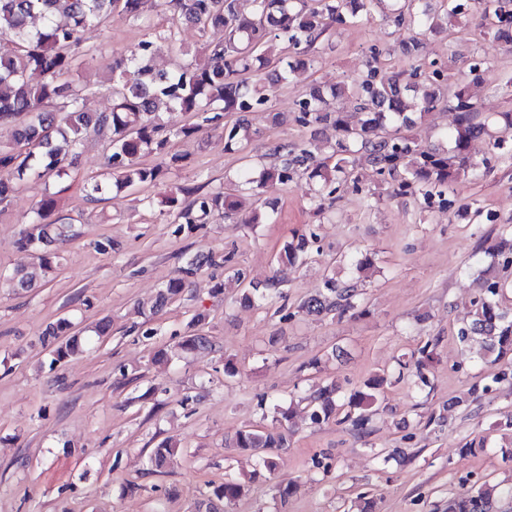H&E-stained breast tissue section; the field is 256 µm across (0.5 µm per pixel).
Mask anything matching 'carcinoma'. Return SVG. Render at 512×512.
<instances>
[{
	"label": "carcinoma",
	"mask_w": 512,
	"mask_h": 512,
	"mask_svg": "<svg viewBox=\"0 0 512 512\" xmlns=\"http://www.w3.org/2000/svg\"><path fill=\"white\" fill-rule=\"evenodd\" d=\"M254 11L246 17L239 0H167L172 20H183L201 28L224 29V40L209 43L196 51L189 62L165 71L154 64L157 33L147 27L145 37L112 60V108L108 112L84 110L87 87L75 83L82 56L83 32L89 25L107 28L112 13L120 11L140 21L144 0H0V35L12 48L0 56V122L15 123V144L0 145V210L12 204L30 178L69 177L76 158L82 153L90 134L109 140L111 152L105 158L104 171L85 181L86 199L98 200L109 191V182L133 188L154 185L167 171L179 167L184 158L168 150L171 139L191 136L204 126L219 124L229 115L236 116L222 128L224 148L233 149L239 139L251 136L248 114L268 112L272 124L280 114L270 111L272 86L265 81L272 68L279 81H285L304 65V57L315 51L330 36L333 26H354L370 15L373 0H253ZM394 24L412 22L405 43L406 53L417 51L423 38L439 28L436 15L423 7L424 0H393ZM448 18L480 13L481 36L512 44V0H444ZM40 19L41 25L31 21ZM38 74L41 81L31 83ZM350 92L357 100L362 118L356 125L347 123L332 107L336 99ZM446 105L456 112L451 131L443 137L449 147L423 146L409 135L415 118ZM182 112L201 119L180 128L167 126L162 114ZM295 121L302 127L329 125L336 130V141L329 156L313 140L282 143L273 151L282 157L278 167L263 168L258 177L251 171L240 174L237 190L253 191L269 181H290L295 175H308L315 181L311 203L317 213L325 202L336 200L341 189L355 182L358 166L366 164L397 185L400 194H412L430 205H452L448 191L469 171L484 167L492 170L491 159L478 164L469 154L473 140L489 134L495 122L477 109L470 87L452 81L437 63L430 68L412 66L388 77L370 63L367 70L350 84L326 88L312 87L296 104ZM154 156L158 162L143 163ZM188 202L178 203L170 196L165 203L178 207L174 223L177 230L207 223L214 215L223 216L240 208L238 195L204 192L200 187L181 188ZM30 230L20 239V248L36 254V262L16 266L8 276L18 291L30 290L45 281L57 265L59 249L74 236L72 224L61 215L60 201L47 197L33 210ZM318 234L311 230L286 242L278 256L280 270L264 285H255L243 295L247 302L266 299L278 292L288 278V270L309 259ZM201 267L193 258L179 268L159 289L150 306L157 312L182 293L188 281ZM486 288L472 303L470 321L456 331L458 341L466 345L481 343L485 355L499 361L512 355V303L503 301L505 284L494 277L485 280ZM362 297L357 285L331 276L323 291L304 299L299 311L322 317H342L358 310ZM68 319L49 324L42 341L51 347L52 362L60 363L83 351L80 336L72 332ZM215 348L214 341L194 333L172 346L153 352V362L166 364L172 358ZM435 344L426 343L410 360L401 364L409 371L410 384L422 391L429 386L427 371L433 360ZM387 378L379 376L364 390L350 394L342 421L351 422L365 432L377 411V402ZM338 387L331 382L318 389L306 406L313 424L337 415ZM235 447L260 453L267 448H284L288 439L278 428L239 429L233 435ZM177 443L162 441L149 456L151 466L165 467ZM247 485L239 479H224L214 487L212 496L195 505V512H218L214 503L230 504L245 494ZM498 485L475 481L469 487L448 493L446 512H503L497 506Z\"/></svg>",
	"instance_id": "carcinoma-1"
}]
</instances>
